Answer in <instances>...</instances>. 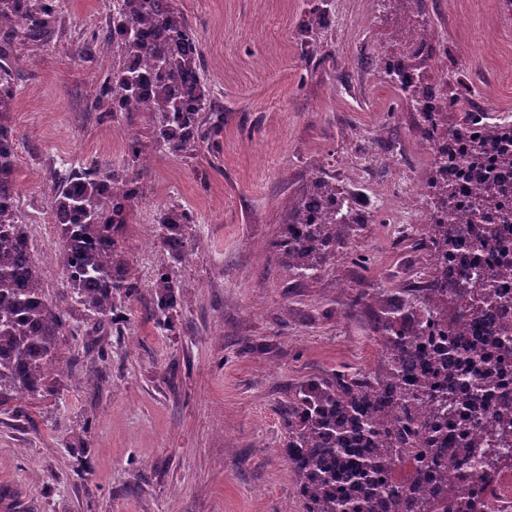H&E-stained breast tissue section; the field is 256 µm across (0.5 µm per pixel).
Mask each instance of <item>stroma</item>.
Listing matches in <instances>:
<instances>
[{
	"label": "stroma",
	"instance_id": "35a3bbf8",
	"mask_svg": "<svg viewBox=\"0 0 512 512\" xmlns=\"http://www.w3.org/2000/svg\"><path fill=\"white\" fill-rule=\"evenodd\" d=\"M224 113L214 143L152 148L148 112L111 116L94 97L118 50L113 0H63L46 41L21 44L16 96L19 216L48 296L63 284L50 173L149 162L122 250L142 288L97 328L70 307L53 393L0 406V512H303L284 454L289 391L313 377L378 371L374 328L427 264L420 215L432 153L424 124L377 74L399 56L410 10L393 0H174ZM327 24L309 28L314 9ZM441 39L434 73L469 109L512 122V12L502 0H426ZM348 196L334 259L304 275L277 251L289 205L314 173ZM404 209L395 220L390 206ZM190 210L191 254L174 262L155 217ZM177 279L173 327L151 317L158 272Z\"/></svg>",
	"mask_w": 512,
	"mask_h": 512
}]
</instances>
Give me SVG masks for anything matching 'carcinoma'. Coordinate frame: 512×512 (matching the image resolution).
Segmentation results:
<instances>
[{
    "label": "carcinoma",
    "instance_id": "cac0c4a2",
    "mask_svg": "<svg viewBox=\"0 0 512 512\" xmlns=\"http://www.w3.org/2000/svg\"><path fill=\"white\" fill-rule=\"evenodd\" d=\"M106 40L122 64L97 99L110 112H152L156 143L190 153L224 129L204 79L202 55L174 0H115ZM61 0H0V114L15 96V45L53 26ZM416 57L381 73L423 113L427 140L441 148L424 179L431 223L425 225L427 271L377 326L384 369L377 375L334 373L295 386L284 418L285 455L303 512H473L459 482L475 466L490 479L512 460V122H489L461 109L464 96L431 84ZM214 113L205 125L201 113ZM459 119L448 121V113ZM13 129L0 120V405L54 388L57 336L71 303L113 322L115 300L140 291L121 258L120 238L135 183L147 167L130 136L123 166L52 172L51 209L66 286L48 297L19 222ZM352 220L336 183L315 174L288 211L277 244L288 268L303 275L336 254L340 217ZM191 211L156 217L174 261L186 256L183 227ZM152 317L172 328L177 282L165 270L151 285ZM415 462L406 484L389 481L395 466Z\"/></svg>",
    "mask_w": 512,
    "mask_h": 512
}]
</instances>
